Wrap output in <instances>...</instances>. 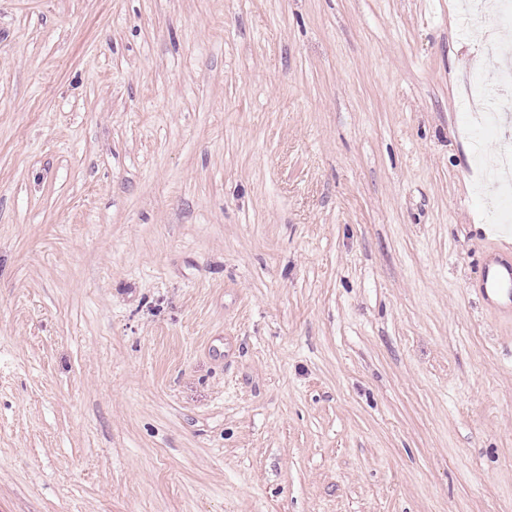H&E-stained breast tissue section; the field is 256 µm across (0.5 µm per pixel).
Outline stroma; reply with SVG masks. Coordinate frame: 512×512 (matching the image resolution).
Returning <instances> with one entry per match:
<instances>
[{
    "label": "stroma",
    "instance_id": "1",
    "mask_svg": "<svg viewBox=\"0 0 512 512\" xmlns=\"http://www.w3.org/2000/svg\"><path fill=\"white\" fill-rule=\"evenodd\" d=\"M467 2L0 0V512H512Z\"/></svg>",
    "mask_w": 512,
    "mask_h": 512
}]
</instances>
